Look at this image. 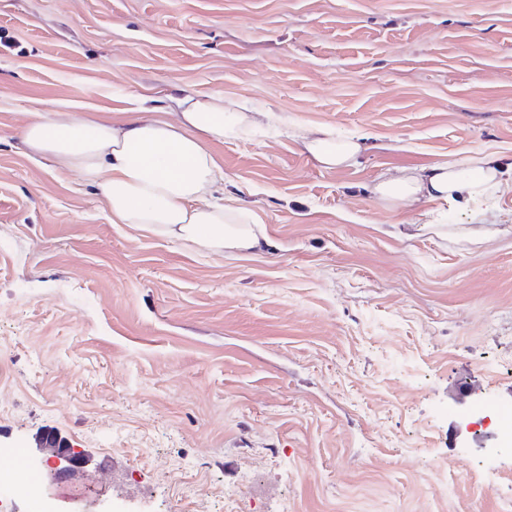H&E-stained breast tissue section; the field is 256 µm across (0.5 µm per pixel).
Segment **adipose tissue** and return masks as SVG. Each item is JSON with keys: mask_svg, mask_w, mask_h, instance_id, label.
<instances>
[{"mask_svg": "<svg viewBox=\"0 0 512 512\" xmlns=\"http://www.w3.org/2000/svg\"><path fill=\"white\" fill-rule=\"evenodd\" d=\"M174 102L171 122L158 119L150 107L121 122L53 112L29 121L19 137L30 154L77 173L106 205L113 223L185 243L201 254L262 249L267 236L260 219L245 207L223 202L224 172L210 148L227 135H247L258 111L186 89ZM303 141L326 169L351 166L365 150L359 139L336 137L325 126L307 130ZM504 183L496 159L482 155L464 169L434 164L384 177L375 191L391 204L488 201Z\"/></svg>", "mask_w": 512, "mask_h": 512, "instance_id": "adipose-tissue-1", "label": "adipose tissue"}]
</instances>
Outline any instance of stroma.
<instances>
[{"label": "stroma", "instance_id": "obj_1", "mask_svg": "<svg viewBox=\"0 0 512 512\" xmlns=\"http://www.w3.org/2000/svg\"><path fill=\"white\" fill-rule=\"evenodd\" d=\"M179 89L261 110L212 152L262 252L113 223L19 142L47 112L171 122ZM317 126L368 148L323 169ZM481 154L512 164V0H0V467L48 431L92 459L0 507L505 512L512 450L466 402L512 435V183L374 192ZM505 172L495 158L476 156L466 169L450 164H434L384 177L376 186L380 200L406 202L488 201L501 191Z\"/></svg>", "mask_w": 512, "mask_h": 512}]
</instances>
